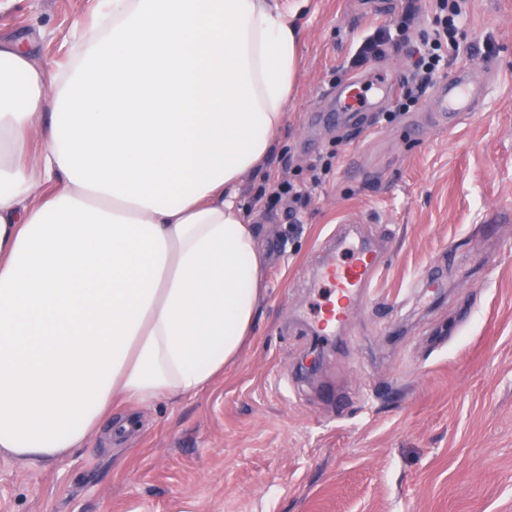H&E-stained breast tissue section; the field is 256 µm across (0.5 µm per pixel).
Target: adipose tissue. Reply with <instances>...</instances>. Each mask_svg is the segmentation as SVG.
I'll list each match as a JSON object with an SVG mask.
<instances>
[{"label": "adipose tissue", "instance_id": "obj_1", "mask_svg": "<svg viewBox=\"0 0 512 512\" xmlns=\"http://www.w3.org/2000/svg\"><path fill=\"white\" fill-rule=\"evenodd\" d=\"M278 0H102L52 72L0 41V453L224 377L264 294L240 205L299 72Z\"/></svg>", "mask_w": 512, "mask_h": 512}]
</instances>
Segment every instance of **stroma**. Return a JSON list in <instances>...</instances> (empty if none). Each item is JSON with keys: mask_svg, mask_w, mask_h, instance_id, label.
Returning a JSON list of instances; mask_svg holds the SVG:
<instances>
[{"mask_svg": "<svg viewBox=\"0 0 512 512\" xmlns=\"http://www.w3.org/2000/svg\"><path fill=\"white\" fill-rule=\"evenodd\" d=\"M99 0H17L0 38L57 69ZM428 0H308L284 126L242 195L265 293L240 359L212 388L132 409L136 432L47 465L0 455V512H512V0H466L447 72L490 83L441 126L428 98L361 132L316 120L360 42ZM332 164L314 184L318 157ZM309 185L297 217L261 191ZM385 243L371 288L301 376L332 238Z\"/></svg>", "mask_w": 512, "mask_h": 512, "instance_id": "1", "label": "stroma"}]
</instances>
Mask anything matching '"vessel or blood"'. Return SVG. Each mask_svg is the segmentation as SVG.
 Wrapping results in <instances>:
<instances>
[{"label": "vessel or blood", "mask_w": 512, "mask_h": 512, "mask_svg": "<svg viewBox=\"0 0 512 512\" xmlns=\"http://www.w3.org/2000/svg\"><path fill=\"white\" fill-rule=\"evenodd\" d=\"M347 94L339 99L336 119L349 112L378 111L379 101L396 93L394 82L376 71L366 77H351L346 82ZM485 92L482 80L470 70L462 69L437 85L431 99L442 119L455 122L465 112L475 111ZM382 262L381 252L365 242L353 250L350 257L337 261L335 252H327L321 262L318 276L329 287V296L320 308L316 326L321 335H334L352 315L359 298L369 288L372 277Z\"/></svg>", "instance_id": "1"}]
</instances>
